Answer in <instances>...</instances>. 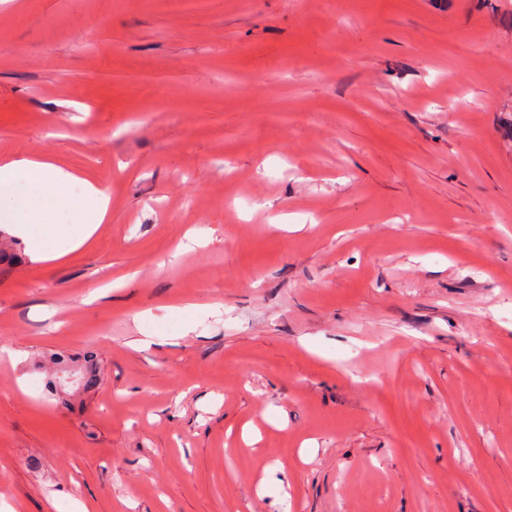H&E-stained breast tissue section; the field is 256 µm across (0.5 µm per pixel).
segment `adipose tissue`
<instances>
[{"instance_id":"adipose-tissue-1","label":"adipose tissue","mask_w":512,"mask_h":512,"mask_svg":"<svg viewBox=\"0 0 512 512\" xmlns=\"http://www.w3.org/2000/svg\"><path fill=\"white\" fill-rule=\"evenodd\" d=\"M82 194H69L73 184ZM76 207L81 223L57 224L56 210ZM112 210L110 196L97 184L80 179L42 156L0 158V226L25 238L34 259H56L84 245L108 223Z\"/></svg>"}]
</instances>
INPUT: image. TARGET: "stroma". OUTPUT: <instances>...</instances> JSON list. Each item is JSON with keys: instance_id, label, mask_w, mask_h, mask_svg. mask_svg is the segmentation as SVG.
<instances>
[{"instance_id": "stroma-1", "label": "stroma", "mask_w": 512, "mask_h": 512, "mask_svg": "<svg viewBox=\"0 0 512 512\" xmlns=\"http://www.w3.org/2000/svg\"><path fill=\"white\" fill-rule=\"evenodd\" d=\"M18 152L112 212L7 240L15 512H512V0H0Z\"/></svg>"}]
</instances>
